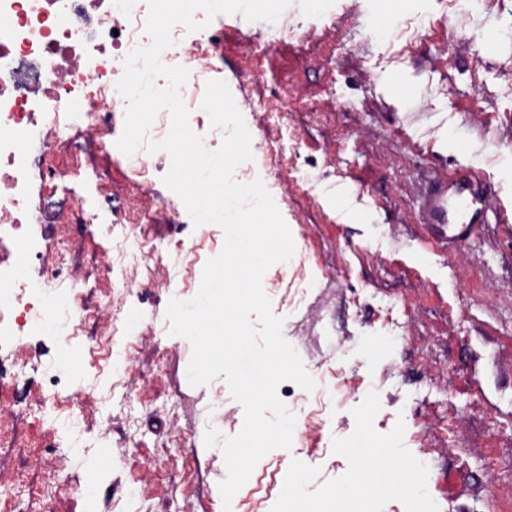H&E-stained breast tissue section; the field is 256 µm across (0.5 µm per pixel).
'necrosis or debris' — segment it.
<instances>
[{
  "label": "necrosis or debris",
  "mask_w": 512,
  "mask_h": 512,
  "mask_svg": "<svg viewBox=\"0 0 512 512\" xmlns=\"http://www.w3.org/2000/svg\"><path fill=\"white\" fill-rule=\"evenodd\" d=\"M147 12L146 0L118 7L111 0H0V284L10 286L0 295V345L19 343L47 320L75 327L87 312L88 281L80 272L65 277L44 265L31 283L17 279L11 255L20 242L43 249L41 191L58 177L43 156L62 143L104 139L124 119L125 101L110 75L122 71L128 52L148 44ZM173 36L161 60L189 69L182 94L197 113L213 70V41L180 26ZM37 287L65 295L66 304L34 307Z\"/></svg>",
  "instance_id": "1"
}]
</instances>
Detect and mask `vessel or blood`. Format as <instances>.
<instances>
[{"label": "vessel or blood", "mask_w": 512, "mask_h": 512, "mask_svg": "<svg viewBox=\"0 0 512 512\" xmlns=\"http://www.w3.org/2000/svg\"><path fill=\"white\" fill-rule=\"evenodd\" d=\"M482 173L462 172L451 182L440 183L425 198L428 223L445 230L449 222L463 229L481 223L489 198L484 191Z\"/></svg>", "instance_id": "vessel-or-blood-1"}]
</instances>
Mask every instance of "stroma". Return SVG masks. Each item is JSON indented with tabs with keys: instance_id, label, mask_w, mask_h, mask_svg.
I'll list each match as a JSON object with an SVG mask.
<instances>
[{
	"instance_id": "35a3bbf8",
	"label": "stroma",
	"mask_w": 512,
	"mask_h": 512,
	"mask_svg": "<svg viewBox=\"0 0 512 512\" xmlns=\"http://www.w3.org/2000/svg\"><path fill=\"white\" fill-rule=\"evenodd\" d=\"M216 26L213 76L251 134L244 168L296 246L263 287L319 383L279 386L292 447L257 464L232 512H289L296 497L334 512L337 487L377 477L363 453L386 448L412 482L347 512H512V0H295L274 24ZM46 162L60 179L42 234L98 287L75 336L39 329L0 351V512H223V452L203 438L236 435L243 408L223 378L190 386L192 346L165 316L196 295L222 229L159 223L119 151ZM460 168L486 175L491 204L441 240L423 196ZM73 192L92 194L96 223L69 221ZM123 209L132 223L108 221ZM155 244L166 255L143 265ZM72 416L81 432L62 427Z\"/></svg>"
}]
</instances>
